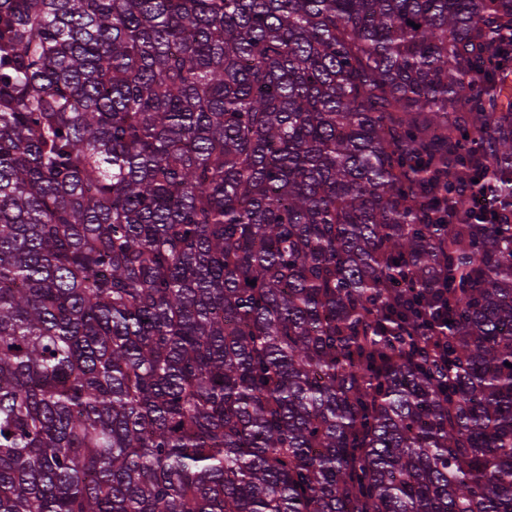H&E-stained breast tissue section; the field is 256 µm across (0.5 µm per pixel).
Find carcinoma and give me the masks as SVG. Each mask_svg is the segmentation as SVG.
<instances>
[{
  "label": "carcinoma",
  "instance_id": "obj_1",
  "mask_svg": "<svg viewBox=\"0 0 512 512\" xmlns=\"http://www.w3.org/2000/svg\"><path fill=\"white\" fill-rule=\"evenodd\" d=\"M507 362L512 0H0V512H512Z\"/></svg>",
  "mask_w": 512,
  "mask_h": 512
}]
</instances>
